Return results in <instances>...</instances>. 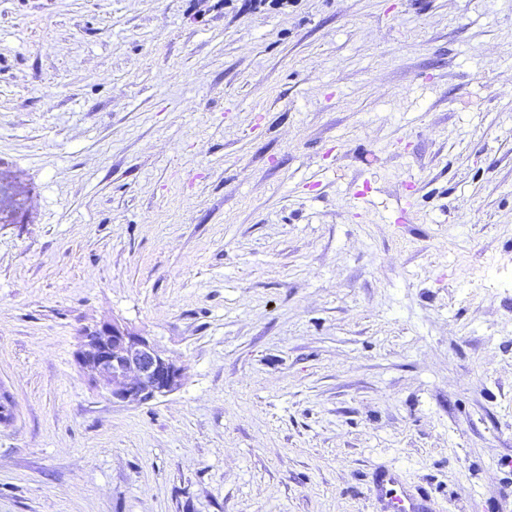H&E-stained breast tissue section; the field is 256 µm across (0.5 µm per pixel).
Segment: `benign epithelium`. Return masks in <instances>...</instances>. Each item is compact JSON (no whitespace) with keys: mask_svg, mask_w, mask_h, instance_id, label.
<instances>
[{"mask_svg":"<svg viewBox=\"0 0 512 512\" xmlns=\"http://www.w3.org/2000/svg\"><path fill=\"white\" fill-rule=\"evenodd\" d=\"M75 363L89 385L114 403L146 404L172 394L184 380L175 357L145 332L114 318L87 328Z\"/></svg>","mask_w":512,"mask_h":512,"instance_id":"7a95c632","label":"benign epithelium"}]
</instances>
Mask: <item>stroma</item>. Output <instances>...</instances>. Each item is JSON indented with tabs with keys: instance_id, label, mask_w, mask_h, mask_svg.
Instances as JSON below:
<instances>
[{
	"instance_id": "obj_1",
	"label": "stroma",
	"mask_w": 512,
	"mask_h": 512,
	"mask_svg": "<svg viewBox=\"0 0 512 512\" xmlns=\"http://www.w3.org/2000/svg\"><path fill=\"white\" fill-rule=\"evenodd\" d=\"M0 387V512H512V0H0ZM75 363L82 376L112 403L146 404L183 384L178 360L150 336L118 319H105L80 336ZM373 486L387 500L391 512H418V498L423 499L426 496L419 489L416 496L406 491L398 482L397 475L389 470L376 471L373 475Z\"/></svg>"
}]
</instances>
